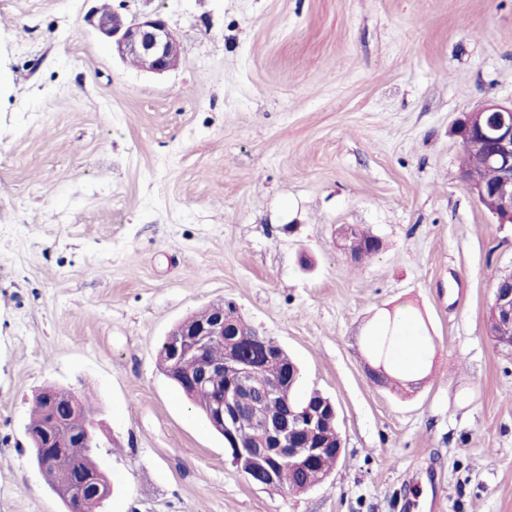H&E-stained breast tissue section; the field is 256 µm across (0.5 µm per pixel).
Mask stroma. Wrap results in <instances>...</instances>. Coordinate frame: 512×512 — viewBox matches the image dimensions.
Wrapping results in <instances>:
<instances>
[{"label": "stroma", "mask_w": 512, "mask_h": 512, "mask_svg": "<svg viewBox=\"0 0 512 512\" xmlns=\"http://www.w3.org/2000/svg\"><path fill=\"white\" fill-rule=\"evenodd\" d=\"M158 15L155 75L92 26ZM512 102V0H0V512H66L25 436L57 385L96 413L100 512H512V348L488 316L512 224L459 181L464 113ZM356 225L383 251L350 260ZM224 299L336 404V467L252 484L161 372ZM428 343L367 368L401 307ZM401 350L398 353L400 370L406 374H415L422 371L426 349L418 336H415L411 327L407 324L402 329L400 336Z\"/></svg>", "instance_id": "1"}]
</instances>
